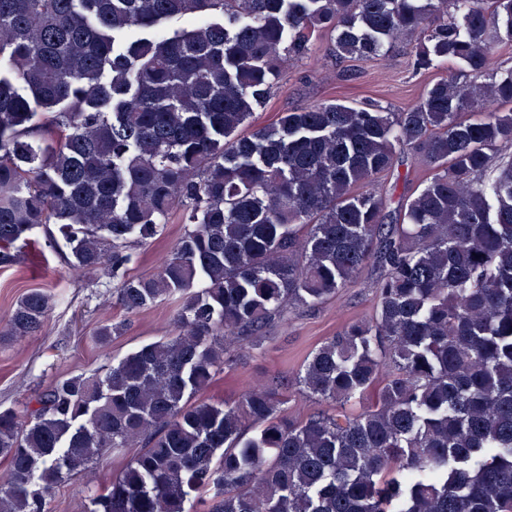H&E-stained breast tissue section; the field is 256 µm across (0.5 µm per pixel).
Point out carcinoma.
<instances>
[{
  "mask_svg": "<svg viewBox=\"0 0 512 512\" xmlns=\"http://www.w3.org/2000/svg\"><path fill=\"white\" fill-rule=\"evenodd\" d=\"M174 17L189 28L139 35ZM319 32L340 58L408 37L417 68L452 58L463 75L401 112L323 102L241 134L281 51L304 57ZM505 42L512 0H0V266L57 224L73 269L102 272L126 311L182 301L170 336L0 410V512H47L64 478L129 448L92 512H193L203 495L209 512H512ZM406 150L430 177L393 208L376 182ZM176 212L170 257L129 275ZM365 269L373 314L293 379L201 398L236 342L261 348ZM50 310L30 290L7 336ZM292 386L326 408L288 419Z\"/></svg>",
  "mask_w": 512,
  "mask_h": 512,
  "instance_id": "1",
  "label": "carcinoma"
}]
</instances>
